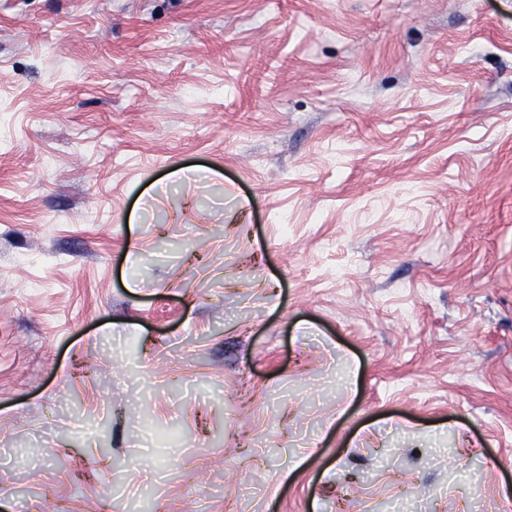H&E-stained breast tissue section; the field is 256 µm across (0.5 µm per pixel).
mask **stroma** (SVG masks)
Returning a JSON list of instances; mask_svg holds the SVG:
<instances>
[{
  "label": "stroma",
  "mask_w": 512,
  "mask_h": 512,
  "mask_svg": "<svg viewBox=\"0 0 512 512\" xmlns=\"http://www.w3.org/2000/svg\"><path fill=\"white\" fill-rule=\"evenodd\" d=\"M0 512H503L512 0H0Z\"/></svg>",
  "instance_id": "stroma-1"
}]
</instances>
